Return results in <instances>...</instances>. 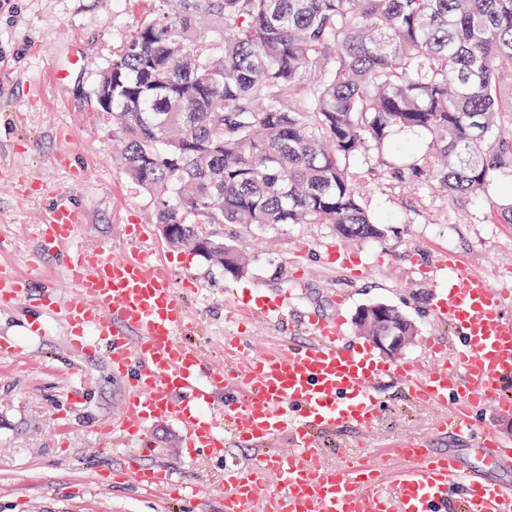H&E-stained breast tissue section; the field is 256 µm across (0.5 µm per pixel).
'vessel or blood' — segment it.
Listing matches in <instances>:
<instances>
[{"label":"vessel or blood","instance_id":"b4317fda","mask_svg":"<svg viewBox=\"0 0 512 512\" xmlns=\"http://www.w3.org/2000/svg\"><path fill=\"white\" fill-rule=\"evenodd\" d=\"M82 222L72 201L60 199L39 225L41 249L64 255L67 291L44 290L38 305L62 324L71 352L103 359L124 383L121 416L99 431L103 453L113 441L138 442L148 425L170 421L191 456L201 450L223 457L230 437L260 447L250 469L225 471L224 512H439L455 488L461 512L472 503L480 512H512V486L496 476L512 465V444L473 421L486 404H512L511 289L466 269L458 255H442L437 268L447 273L448 287L434 311L456 336L451 345L429 341L433 364L425 371L349 344L343 319L311 318L308 342L259 355L226 339L223 368L208 374L203 350L184 338L191 316L168 263L147 245L150 226L127 225L129 244L115 250L77 245ZM30 286L25 273L0 264L1 308L19 303ZM243 302L274 325L288 299L251 290ZM388 378L412 403L440 411V430L474 437L489 466H466L458 449L438 452L411 438L388 448L379 463L351 457L339 468L315 466L325 433L373 425L378 388ZM283 435L291 448L272 449ZM118 477L146 493L165 490L171 500L185 494L161 463L145 466L130 456Z\"/></svg>","mask_w":512,"mask_h":512}]
</instances>
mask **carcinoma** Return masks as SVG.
Returning a JSON list of instances; mask_svg holds the SVG:
<instances>
[{
	"label": "carcinoma",
	"mask_w": 512,
	"mask_h": 512,
	"mask_svg": "<svg viewBox=\"0 0 512 512\" xmlns=\"http://www.w3.org/2000/svg\"><path fill=\"white\" fill-rule=\"evenodd\" d=\"M99 74L116 161L175 246L246 274L204 231L329 224L383 234L347 166L405 131L431 136L411 165L452 200L512 177V0H150ZM364 336H415L391 307Z\"/></svg>",
	"instance_id": "1"
}]
</instances>
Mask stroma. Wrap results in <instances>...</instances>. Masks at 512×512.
Returning <instances> with one entry per match:
<instances>
[{
    "mask_svg": "<svg viewBox=\"0 0 512 512\" xmlns=\"http://www.w3.org/2000/svg\"><path fill=\"white\" fill-rule=\"evenodd\" d=\"M149 9L148 0H0V172L7 174L0 179V261L25 267L40 246L37 228L60 194L84 213L80 245L119 248L126 225L150 224L152 202L115 163L112 129L95 97L98 67L121 49ZM56 68L68 71L64 82L51 81ZM396 141L404 152L385 156L372 149L350 161L383 237L346 239L327 224L248 232L228 224L226 242L250 262L248 276L240 279L202 252L169 244L153 226L191 314L186 338L203 348L209 367H223L229 336L254 352L281 335L303 342L305 333L295 325L276 330L258 316L236 326L225 322L227 302L249 289L291 293L301 311L335 314L349 323L361 307L390 305L418 329L412 343L395 353L398 361L421 360L428 337L453 339L433 312L448 279L421 271L437 254L461 255L493 285L512 289V224L493 218L494 203L512 196V180L495 179L485 197L449 199L432 178L394 172L430 151L429 136L402 133ZM331 246L356 258L361 274L331 261ZM32 277L31 298L0 308V337L24 352L19 359L0 358V512H223L218 496L224 470L250 465L254 447L234 446L221 459L192 458L177 428L158 422L136 446L99 454L98 431L120 415L122 384L103 360L72 355L62 328L36 304L44 287L64 291L61 256L45 255ZM37 323L44 334L33 332ZM379 397L374 425L326 436L318 466H338L359 453L375 459L409 436L439 450L473 447V440L440 431L439 411L413 405L395 384L383 383ZM130 455L147 465L165 462L193 495L167 505L141 495L133 483L103 480V471L119 469Z\"/></svg>",
    "mask_w": 512,
    "mask_h": 512,
    "instance_id": "stroma-1",
    "label": "stroma"
}]
</instances>
